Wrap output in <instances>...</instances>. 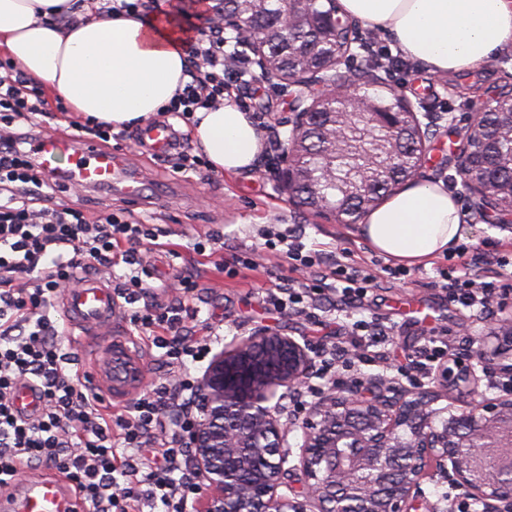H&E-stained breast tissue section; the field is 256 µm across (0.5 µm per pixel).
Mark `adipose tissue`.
Masks as SVG:
<instances>
[{
	"label": "adipose tissue",
	"mask_w": 512,
	"mask_h": 512,
	"mask_svg": "<svg viewBox=\"0 0 512 512\" xmlns=\"http://www.w3.org/2000/svg\"><path fill=\"white\" fill-rule=\"evenodd\" d=\"M348 14L391 35L432 73L471 70L512 45V0H341ZM70 0H0V49L73 112L119 128L145 123L187 80V13L108 16L87 10L68 25L46 8ZM192 138L215 170L250 174L265 135L232 98L198 109ZM377 253L405 266L452 253L464 238L460 206L443 183L406 182L358 225Z\"/></svg>",
	"instance_id": "ef3b65f1"
}]
</instances>
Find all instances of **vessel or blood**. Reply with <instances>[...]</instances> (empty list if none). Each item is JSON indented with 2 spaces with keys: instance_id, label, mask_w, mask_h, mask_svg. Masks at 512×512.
Wrapping results in <instances>:
<instances>
[{
  "instance_id": "1",
  "label": "vessel or blood",
  "mask_w": 512,
  "mask_h": 512,
  "mask_svg": "<svg viewBox=\"0 0 512 512\" xmlns=\"http://www.w3.org/2000/svg\"><path fill=\"white\" fill-rule=\"evenodd\" d=\"M179 141L174 126L163 120L146 124L137 137L141 147L158 157L170 155ZM30 150L47 169H56L58 162H65L69 180L83 187L100 189L118 184L128 200L137 203L142 199L140 179L123 151H104L71 134L50 130L36 135ZM63 310L88 334H106V341L91 361L90 372L96 388L106 398L119 405L125 403L145 382L146 352L122 334L112 333L117 304L111 283L101 278L83 279L66 294ZM14 401L26 415L36 414L42 405L38 389L29 384L16 388ZM72 508L73 500L65 486L39 474L16 488L11 498L0 497V512H71Z\"/></svg>"
}]
</instances>
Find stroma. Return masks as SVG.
Masks as SVG:
<instances>
[{"label":"stroma","instance_id":"stroma-1","mask_svg":"<svg viewBox=\"0 0 512 512\" xmlns=\"http://www.w3.org/2000/svg\"><path fill=\"white\" fill-rule=\"evenodd\" d=\"M382 76L387 84L402 88L406 94H419L425 112L438 119L436 137L419 171L420 178L443 182L458 199L471 245L512 259V227L488 223L477 197L463 192L456 154L470 125L474 105L512 87V49L497 53L474 72L437 75L413 59L408 65L383 71ZM225 82L251 112L265 114L267 134L272 140L286 137L287 90L274 80L262 81V90L257 94L234 77H226ZM123 149L134 165L150 177L145 205L130 207L125 196L111 190L65 192L61 198L91 218L108 207L117 212L127 210L134 218L161 230L162 242L170 244L177 254L172 257L163 250L153 254L150 283L161 285L180 268L199 274L202 287L192 304L198 308L200 318H212L219 327L212 352H219L238 337L258 329L306 337L320 358L333 348L350 343V330L337 325L335 313L319 309L310 315L283 314L268 309L262 302V291L270 287L271 281L263 271L246 270L230 278L219 273L213 263H199L192 250L194 242L216 234L229 254L258 243V231L263 225L283 224L296 226L306 248L338 252L359 262H381V255L360 240L356 225L329 222L278 191L276 176L283 161L277 151L266 149L255 171L247 176L205 169L197 175L177 178L168 165L142 152L134 140L124 142ZM448 265L447 258L438 257L410 268V283L384 279L363 308L354 311V319L378 322L389 329L388 362L364 367V376L381 374L386 366L405 363L407 355L426 344L431 329L453 332L471 325L468 309L448 303L439 276Z\"/></svg>","mask_w":512,"mask_h":512}]
</instances>
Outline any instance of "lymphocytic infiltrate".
Segmentation results:
<instances>
[{
	"instance_id": "f902f5d3",
	"label": "lymphocytic infiltrate",
	"mask_w": 512,
	"mask_h": 512,
	"mask_svg": "<svg viewBox=\"0 0 512 512\" xmlns=\"http://www.w3.org/2000/svg\"><path fill=\"white\" fill-rule=\"evenodd\" d=\"M222 24L199 32L184 46L191 66L161 117L193 124L200 108L223 104L225 75L250 74L242 50L230 49ZM53 113L40 87L12 61H0V494L9 493L28 473L46 471L65 477L85 512H192L198 484L188 466L184 441L194 419L196 381L189 364L204 358L212 343L213 323L199 320L187 301L200 283L176 274L166 289L169 304H146L149 255L160 250L154 225L104 211L88 218L79 208L56 199L60 185L27 149ZM263 247L235 250L217 261L218 271L233 276L259 267L260 252H278L287 276L266 289L263 301L279 312L303 314L322 301L345 316L381 277L371 265L327 261L309 250L295 231L269 224ZM461 264L485 265L483 276L445 274L448 301L487 315L492 305L512 300V272L503 257L462 246ZM124 265L115 290L123 316L164 352L169 375L140 392L126 413L113 415L102 395L66 367L59 339L66 321L59 307L63 293L80 276ZM367 344L350 353L339 349L326 367L341 365L360 373L370 359L385 360L380 325L357 320ZM376 355H369V347ZM36 384L41 412L20 417L12 402L17 385Z\"/></svg>"
}]
</instances>
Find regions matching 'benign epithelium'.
Masks as SVG:
<instances>
[{
  "mask_svg": "<svg viewBox=\"0 0 512 512\" xmlns=\"http://www.w3.org/2000/svg\"><path fill=\"white\" fill-rule=\"evenodd\" d=\"M312 0H288L279 16L284 28L310 20ZM224 29L241 37L251 29L249 14L222 15ZM266 79L276 77L263 44L245 41ZM367 77L351 79L337 68H313L291 80V126L283 141L286 166L278 171L280 190L295 200L302 172L292 156L310 115L326 100L341 102L347 115L385 127L381 116L397 110L417 128L422 102L389 89L392 104L368 95ZM512 101V88L474 106L473 120ZM395 158L393 143L352 169L360 185L366 170ZM317 213L341 223L335 198L323 196ZM466 355L441 363L430 379L407 387L385 374L338 381L320 388L297 415L281 421L282 392L293 395L312 374V345L304 339L258 330L213 356L197 381L199 418L185 436L198 482L197 512H455L445 494L432 502L424 485L448 483L481 512H512V391L478 395L481 377L512 378V318L494 317L473 337ZM448 400L442 408L434 407ZM302 443L286 447L293 430ZM292 466H287L290 458ZM300 487L288 483V471Z\"/></svg>",
  "mask_w": 512,
  "mask_h": 512,
  "instance_id": "1",
  "label": "benign epithelium"
}]
</instances>
